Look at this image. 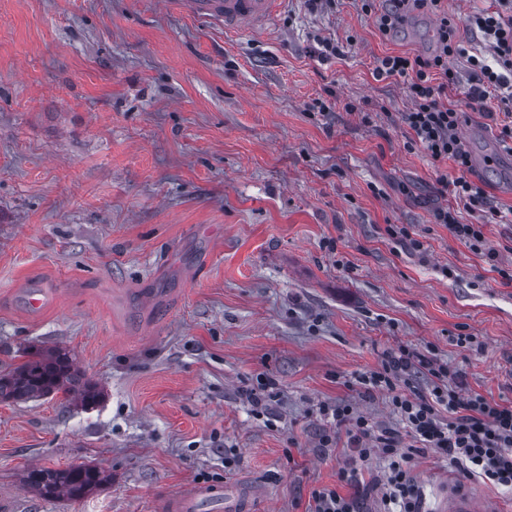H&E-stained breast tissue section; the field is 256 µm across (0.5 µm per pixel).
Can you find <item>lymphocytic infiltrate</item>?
I'll return each instance as SVG.
<instances>
[{
  "label": "lymphocytic infiltrate",
  "mask_w": 512,
  "mask_h": 512,
  "mask_svg": "<svg viewBox=\"0 0 512 512\" xmlns=\"http://www.w3.org/2000/svg\"><path fill=\"white\" fill-rule=\"evenodd\" d=\"M442 0H355L360 11L372 17L382 34L401 21L406 5L440 16L436 30L438 48L428 56L387 55L374 69L376 78H400L407 84L412 107L402 115L410 130V146L421 147L432 159L452 161L460 174L440 176L438 184L449 195L447 207L437 209L435 223L445 226L472 251L485 249L482 225L465 224L460 211L488 212L500 224L512 223V207L491 206L482 182L468 178L472 161L457 130L468 110L512 117V6L481 10L468 19L479 46L465 50L456 28L439 13ZM465 56L473 83L465 103L448 97L455 74L448 61ZM426 375L432 387L416 392L414 379ZM365 394L386 393L398 427L378 425L359 414L351 404H325L320 413L331 425H347L349 439L359 459L377 458L383 464L379 480L356 493L323 486L313 491L306 512H365L364 503L378 494L380 512H425L412 476L416 456L433 451L466 478L512 490V404L463 391L458 371L437 356H425L400 345L386 350L377 368L357 379Z\"/></svg>",
  "instance_id": "obj_1"
}]
</instances>
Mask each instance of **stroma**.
Instances as JSON below:
<instances>
[{
	"label": "stroma",
	"mask_w": 512,
	"mask_h": 512,
	"mask_svg": "<svg viewBox=\"0 0 512 512\" xmlns=\"http://www.w3.org/2000/svg\"><path fill=\"white\" fill-rule=\"evenodd\" d=\"M437 25L411 8L385 36L350 0H284L234 31L183 0H0V373L62 346L104 392L90 410L0 402V512H163L226 485L256 490L257 512H305L341 469L379 474L346 426L319 447V408L394 424L355 379L398 343L512 402V286L487 258L512 267V223L484 226L483 254L434 223L437 180L459 171L408 146L406 85L373 74L434 53ZM323 39L343 56L321 58ZM499 135L478 112L459 130L471 179L509 208ZM31 288L50 292L45 311L26 308ZM261 373L280 395L259 417L244 391ZM81 464L111 482L70 500L21 481ZM413 474L427 512L455 489L512 512V493L437 453Z\"/></svg>",
	"instance_id": "stroma-1"
}]
</instances>
